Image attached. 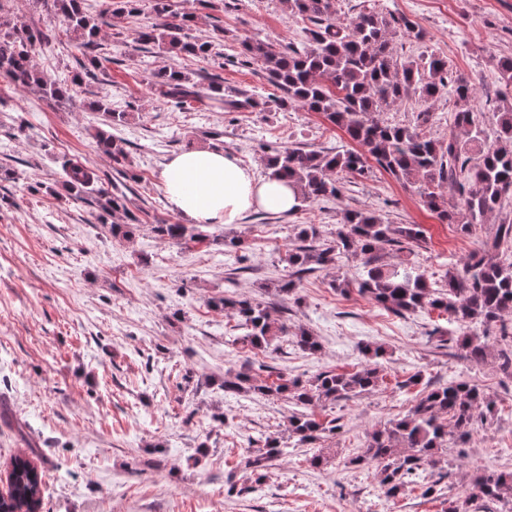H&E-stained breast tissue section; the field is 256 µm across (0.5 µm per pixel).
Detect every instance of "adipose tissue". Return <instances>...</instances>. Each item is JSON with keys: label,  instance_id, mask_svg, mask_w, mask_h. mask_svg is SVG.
Instances as JSON below:
<instances>
[{"label": "adipose tissue", "instance_id": "obj_1", "mask_svg": "<svg viewBox=\"0 0 512 512\" xmlns=\"http://www.w3.org/2000/svg\"><path fill=\"white\" fill-rule=\"evenodd\" d=\"M172 208L197 224H235L250 211L288 213L297 191L286 180L259 175L224 151L194 148L175 155L162 172Z\"/></svg>", "mask_w": 512, "mask_h": 512}]
</instances>
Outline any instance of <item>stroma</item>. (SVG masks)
Here are the masks:
<instances>
[{
  "instance_id": "obj_1",
  "label": "stroma",
  "mask_w": 512,
  "mask_h": 512,
  "mask_svg": "<svg viewBox=\"0 0 512 512\" xmlns=\"http://www.w3.org/2000/svg\"><path fill=\"white\" fill-rule=\"evenodd\" d=\"M173 3L195 12L192 36L208 40L223 29L220 54L203 59L140 48L149 2L139 0L137 12L119 17L101 40L110 58L104 76L85 80L72 99L49 102L0 83V168L13 173L0 179V412L6 414L0 469L18 451L39 449L43 512H446L449 501L469 502L471 459H483L492 471L512 470V380L495 357L478 365L463 357L455 344L458 324L438 312L397 315L354 288H333L336 279H360L353 258L303 279L294 303L263 286L287 275L283 257L297 243L296 225L332 232L347 208L368 210L388 224L421 225L425 242L416 259L438 276L477 253L506 258V248L493 241L503 216L512 217V199L465 235L423 206L414 187L374 166L346 179L336 200L204 225L210 236L242 237L245 251L159 239L152 224L183 221L161 179L175 154L218 148L251 167L262 162L265 145L324 152L350 146L342 129L297 106L227 112L158 101L150 80L163 66L220 75L225 88L262 101L279 96L262 61L243 60L239 44L254 39L280 50L304 39L309 26L288 18L282 0H225L218 9L197 0ZM369 10L415 22L422 39L394 34V53L447 59L471 83L472 104L493 131L492 114L512 93L492 62L512 55V0H336L341 21ZM83 61L70 40L35 57L42 73L67 78ZM93 95L127 115L117 134L132 159L126 206L137 223L128 238L113 236L87 202L55 194L63 156L112 170L94 139L103 117L84 107ZM454 102L448 90L429 103L411 94L383 118L410 124L430 111L426 133L444 145ZM224 295L271 303L277 319L309 329L320 351L302 353L280 337L268 349L251 348L233 318L208 306L210 297ZM368 345L383 351L381 381L350 400L314 406L317 420H337L340 428L310 444L288 430L287 396L222 388L229 371L268 381L352 372L366 364ZM414 375L419 384H410ZM455 380L493 399L497 414L478 419L467 444L449 445L442 455L435 470L444 476V495L425 497L415 487L388 496L375 466L354 465L352 457L370 432L407 415L424 387ZM269 438L285 452L258 482L244 460ZM316 454L323 458L317 468L310 464ZM230 475L247 494L227 495Z\"/></svg>"
}]
</instances>
